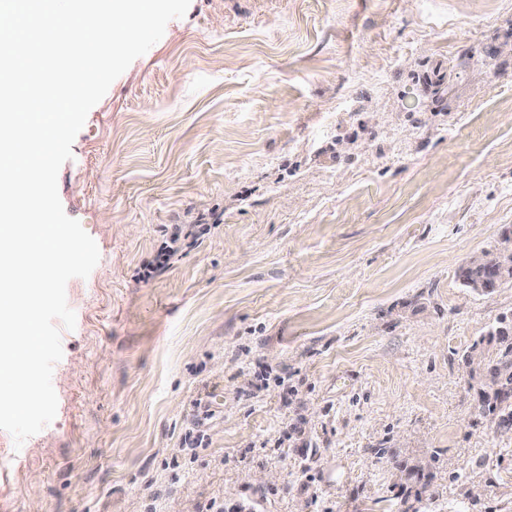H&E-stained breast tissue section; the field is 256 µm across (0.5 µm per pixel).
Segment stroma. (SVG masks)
Returning <instances> with one entry per match:
<instances>
[{
  "mask_svg": "<svg viewBox=\"0 0 512 512\" xmlns=\"http://www.w3.org/2000/svg\"><path fill=\"white\" fill-rule=\"evenodd\" d=\"M58 194L100 260L54 420L0 430V512H512L466 362L512 284L457 277L512 229V0H191ZM204 224H171L167 229L166 240L160 245L153 260L144 264L138 273L139 281H149L153 275L171 264L182 250L185 241L207 230Z\"/></svg>",
  "mask_w": 512,
  "mask_h": 512,
  "instance_id": "obj_1",
  "label": "stroma"
}]
</instances>
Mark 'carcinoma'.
I'll return each mask as SVG.
<instances>
[{
  "instance_id": "carcinoma-1",
  "label": "carcinoma",
  "mask_w": 512,
  "mask_h": 512,
  "mask_svg": "<svg viewBox=\"0 0 512 512\" xmlns=\"http://www.w3.org/2000/svg\"><path fill=\"white\" fill-rule=\"evenodd\" d=\"M504 267L491 272L474 262H467L458 270V279L465 288L481 282V292L489 293L512 283V236L505 235L499 243ZM472 350L483 353L487 359L482 407L498 417L505 428L512 427V322L503 320L475 342Z\"/></svg>"
}]
</instances>
